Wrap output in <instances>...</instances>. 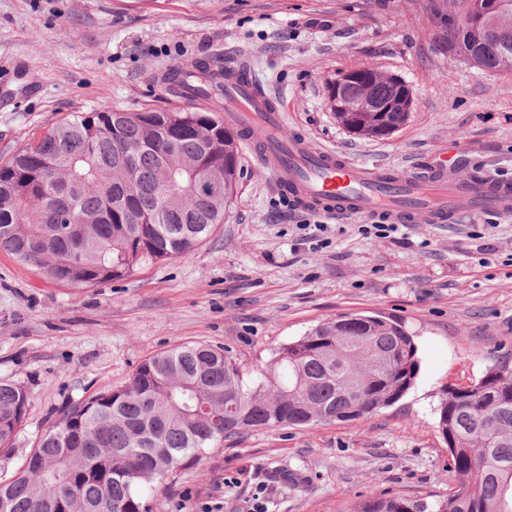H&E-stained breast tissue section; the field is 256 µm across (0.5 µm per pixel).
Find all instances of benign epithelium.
I'll list each match as a JSON object with an SVG mask.
<instances>
[{"label":"benign epithelium","instance_id":"obj_1","mask_svg":"<svg viewBox=\"0 0 512 512\" xmlns=\"http://www.w3.org/2000/svg\"><path fill=\"white\" fill-rule=\"evenodd\" d=\"M511 4L509 0H468L464 13L454 17L453 24L476 27L489 40ZM379 84L396 86L397 94L387 101L379 99L376 94ZM349 86L358 88L357 95L348 94L346 88ZM328 98L331 110L336 112L337 119L345 127L350 125L357 112H366L370 116L380 112L409 114L415 105L412 90L398 77L369 68L346 71L329 82Z\"/></svg>","mask_w":512,"mask_h":512}]
</instances>
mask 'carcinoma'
Wrapping results in <instances>:
<instances>
[{"instance_id":"obj_1","label":"carcinoma","mask_w":512,"mask_h":512,"mask_svg":"<svg viewBox=\"0 0 512 512\" xmlns=\"http://www.w3.org/2000/svg\"><path fill=\"white\" fill-rule=\"evenodd\" d=\"M488 71L512 70V14L497 49L455 32ZM177 90L223 92L204 61L172 69ZM239 133L206 112H77L0 162V250L72 288L129 277L143 263L183 256L224 223L240 177ZM220 180L208 197L199 175ZM419 370L403 321L348 314L280 347L252 384L221 348L180 343L152 355L128 385L63 410L9 479L7 512H149L141 488L251 430L350 421L399 401ZM0 382V454L27 404ZM438 427L458 489L433 504L369 496L354 512H512V367L500 363L472 391L446 393Z\"/></svg>"}]
</instances>
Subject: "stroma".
<instances>
[{"instance_id": "1", "label": "stroma", "mask_w": 512, "mask_h": 512, "mask_svg": "<svg viewBox=\"0 0 512 512\" xmlns=\"http://www.w3.org/2000/svg\"><path fill=\"white\" fill-rule=\"evenodd\" d=\"M428 0H0V160L76 112L185 110L161 77L198 60H244L299 134L368 168L410 175L448 156L512 172V71L448 58ZM372 67L416 106L392 135L348 132L327 86ZM223 224L195 251L93 288L49 281L0 251V381L28 407L0 476L10 477L66 405L128 383L179 343L227 348L245 381L274 350L352 312L402 319L414 386L346 422L248 433L146 486L152 512H351L372 493L427 503L458 479L437 427L448 388L512 363V217L461 215L390 237L360 221L300 229L254 139Z\"/></svg>"}]
</instances>
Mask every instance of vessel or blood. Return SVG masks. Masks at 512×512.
<instances>
[{
  "instance_id": "vessel-or-blood-1",
  "label": "vessel or blood",
  "mask_w": 512,
  "mask_h": 512,
  "mask_svg": "<svg viewBox=\"0 0 512 512\" xmlns=\"http://www.w3.org/2000/svg\"><path fill=\"white\" fill-rule=\"evenodd\" d=\"M224 112L235 126L258 122L268 130L264 162L278 189L299 208L343 222L361 218L383 224H444L472 211L512 217V183L462 173L456 162L424 165L394 181L389 171L353 164L305 138L281 139L286 114L252 78L225 77Z\"/></svg>"
}]
</instances>
